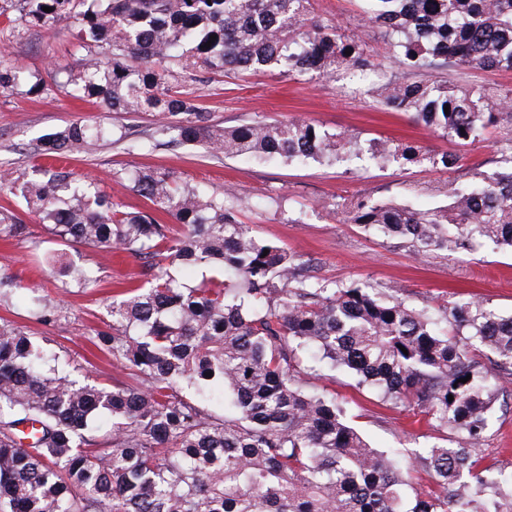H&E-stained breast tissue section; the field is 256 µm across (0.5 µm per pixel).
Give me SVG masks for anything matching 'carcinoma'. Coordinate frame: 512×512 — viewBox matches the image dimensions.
Returning a JSON list of instances; mask_svg holds the SVG:
<instances>
[{
    "label": "carcinoma",
    "mask_w": 512,
    "mask_h": 512,
    "mask_svg": "<svg viewBox=\"0 0 512 512\" xmlns=\"http://www.w3.org/2000/svg\"><path fill=\"white\" fill-rule=\"evenodd\" d=\"M17 2L27 30L75 20L81 63L57 73L55 85L114 112L162 116L151 149L202 144L258 162L364 157L462 167L464 156L417 141L366 140L298 118L217 128L184 96L182 81L196 71L296 79L373 67L358 36L309 18L311 0ZM369 2L365 21L399 68L376 88L378 104L461 144L493 124L512 128L511 97L455 76L460 68L512 70V0ZM22 86L44 91L41 80L1 62L0 89ZM128 136L123 126L80 120L44 138L41 151L90 153ZM499 152V170L472 169L471 181L433 210L370 197L336 207L419 257L487 241L512 248V134ZM127 180L145 209H122L98 182L63 167L0 177L56 241L119 246L157 270L145 287L112 299L110 324L95 336L141 389L81 380L58 353L0 322V512H512V479L490 476L479 455L499 383L512 379V315L474 299L416 308L369 283L319 279L310 260L240 222L231 190L180 186L151 167ZM159 211L182 230L161 223ZM27 230L0 212V239ZM53 262L78 287H96L91 270L61 255ZM181 267L208 275L190 285L176 275ZM28 309L41 324L60 322L44 297ZM306 351L316 359L307 369ZM322 368L346 371L355 387L380 391L439 430L464 433L462 443L411 454L435 489H415L402 449L371 447L335 399L309 390ZM100 417L111 424L102 439Z\"/></svg>",
    "instance_id": "cac0c4a2"
}]
</instances>
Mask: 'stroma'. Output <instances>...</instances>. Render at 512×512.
Listing matches in <instances>:
<instances>
[{"label": "stroma", "instance_id": "stroma-1", "mask_svg": "<svg viewBox=\"0 0 512 512\" xmlns=\"http://www.w3.org/2000/svg\"><path fill=\"white\" fill-rule=\"evenodd\" d=\"M365 7L364 0H313L311 15L318 20L337 21L357 32L376 52L379 73L354 77L340 73L332 78L296 81L269 74L228 79L200 71L185 83L184 90L210 112L214 122L227 127L255 117H295L364 139L413 138L439 154L458 152L457 144L412 122L409 114L383 110L369 95L378 75H391L395 68L383 55L379 35L363 22ZM13 14L9 8L0 15V57L40 78L46 89L38 96L0 90V172L14 177L31 173L43 162L37 152L43 136L76 120L124 126L130 128L133 140L147 139L157 123V114L112 112L75 100L54 86L56 72L79 64L80 55L72 45L75 29L71 22L21 33L12 21ZM503 135L499 128H488L482 141L468 148L466 167L453 171L428 164L407 168L365 167L358 162L347 168L313 161L258 164L216 155L198 145L131 152L125 145L109 142L94 154L71 156L69 167L101 181L113 200L127 211L142 209L144 200L116 183L113 176L137 168L171 170L181 182L212 190L232 186L244 202L241 223L250 225L258 237L311 259L320 277L396 287L401 298L415 307H436L446 300L475 296L507 315L512 313L511 250L488 243L468 252L433 253L418 260L397 242L349 222L336 208L343 199L360 195L422 211L445 205L451 187L468 179L469 167L496 170L498 142ZM1 207L19 215L28 224L29 233L19 240H0V275L12 276L36 294L54 298L64 327L59 330L30 319L17 294L0 299V318L13 322L28 335L49 340L72 359L75 375L88 374L102 383L116 379L139 386V379L98 350L92 338L108 320V298L143 282L141 261L118 248L77 246L68 249V259L92 269L99 283L91 290L63 284L61 277L49 272L51 257L60 246L44 231L38 217L5 190H0ZM315 387L343 403L352 423L378 449L403 447L412 451L464 439L456 430L443 433L415 426L412 409L384 403L372 390L355 388L345 372H324ZM481 456L483 467L502 477H512L511 383L503 384L499 393Z\"/></svg>", "mask_w": 512, "mask_h": 512}]
</instances>
